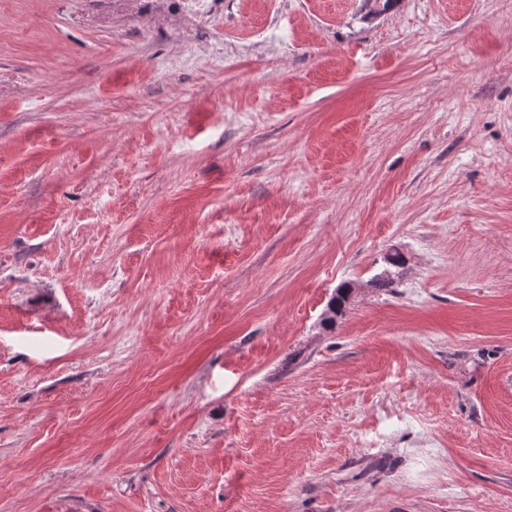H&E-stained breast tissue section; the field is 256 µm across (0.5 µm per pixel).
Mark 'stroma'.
<instances>
[{
    "label": "stroma",
    "instance_id": "1",
    "mask_svg": "<svg viewBox=\"0 0 512 512\" xmlns=\"http://www.w3.org/2000/svg\"><path fill=\"white\" fill-rule=\"evenodd\" d=\"M0 512H512V0H0ZM406 262V258L402 253L394 251L393 255L387 257L386 263L396 270L392 271L386 268L371 283L375 288H394L397 280H399V273L404 269ZM353 288L349 282H345L336 289V294L331 298L327 307L328 316L323 318L324 324L334 323L336 317L344 312L350 302Z\"/></svg>",
    "mask_w": 512,
    "mask_h": 512
}]
</instances>
